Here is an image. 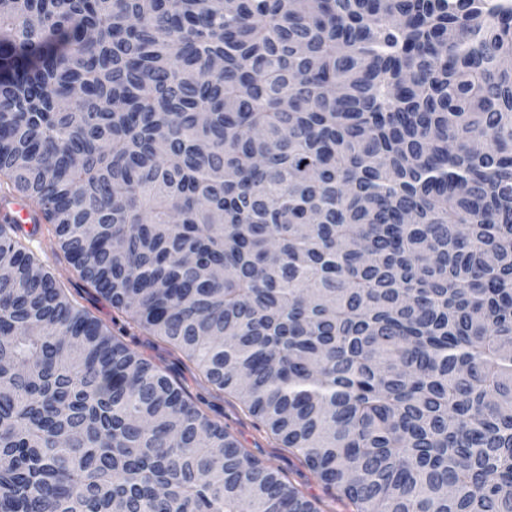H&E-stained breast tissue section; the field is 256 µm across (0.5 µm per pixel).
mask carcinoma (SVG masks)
Returning <instances> with one entry per match:
<instances>
[{"label":"carcinoma","mask_w":512,"mask_h":512,"mask_svg":"<svg viewBox=\"0 0 512 512\" xmlns=\"http://www.w3.org/2000/svg\"><path fill=\"white\" fill-rule=\"evenodd\" d=\"M352 512H512V0H0V184ZM0 224V512H320Z\"/></svg>","instance_id":"1"}]
</instances>
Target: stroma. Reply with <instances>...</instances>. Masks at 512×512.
<instances>
[{
    "label": "stroma",
    "instance_id": "1",
    "mask_svg": "<svg viewBox=\"0 0 512 512\" xmlns=\"http://www.w3.org/2000/svg\"><path fill=\"white\" fill-rule=\"evenodd\" d=\"M39 230L40 237L33 240V249L78 306L100 319L130 349L150 359L172 380L182 383L192 398L203 400L211 419L223 423L251 455L272 465L309 498L318 499L323 512H347L335 494L327 492L289 449L278 447L266 428L249 416L234 396L217 390L205 380L194 362L159 337L138 328L124 311L113 308L84 282L58 248L51 225L40 224Z\"/></svg>",
    "mask_w": 512,
    "mask_h": 512
}]
</instances>
